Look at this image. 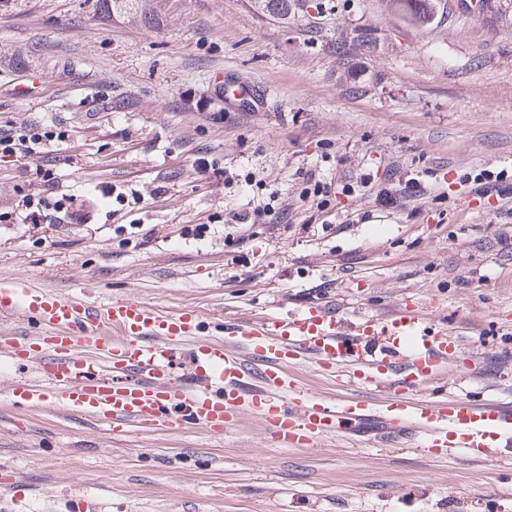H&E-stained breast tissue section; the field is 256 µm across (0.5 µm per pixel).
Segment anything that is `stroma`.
Segmentation results:
<instances>
[{
	"instance_id": "stroma-1",
	"label": "stroma",
	"mask_w": 512,
	"mask_h": 512,
	"mask_svg": "<svg viewBox=\"0 0 512 512\" xmlns=\"http://www.w3.org/2000/svg\"><path fill=\"white\" fill-rule=\"evenodd\" d=\"M441 2L419 26L391 0H292L284 17L260 0H154L148 29L96 0H0V125L67 131L41 154L0 155V277L198 311L186 353L277 308L419 310L458 333L448 400L511 404L512 0ZM49 162L56 194L99 195L88 222L26 221ZM500 171L498 190L476 192ZM292 371L313 398L372 417L307 448L280 447L251 410L221 434L116 437L13 404L30 372L0 355V464L28 488L0 512H71L74 490L101 512H512V454L383 445L393 392L312 355Z\"/></svg>"
}]
</instances>
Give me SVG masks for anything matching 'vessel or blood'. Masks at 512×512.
<instances>
[{"mask_svg":"<svg viewBox=\"0 0 512 512\" xmlns=\"http://www.w3.org/2000/svg\"><path fill=\"white\" fill-rule=\"evenodd\" d=\"M0 316L24 318L38 329L33 337L0 336V350L38 374V383L14 386L11 395L20 405L81 414L115 433L145 426L180 432L229 428L242 399L289 446L340 434L370 414L359 403L300 397L288 367L307 352L349 381L399 392L436 390L456 349L447 330L415 311L359 323L324 308L276 312L255 324L226 323L222 339L198 348L192 360L200 384L190 390L175 373L168 345L199 334L196 311L168 312L135 298L83 303L17 275L0 278ZM235 336L245 338L250 360L228 348L227 338ZM246 379L254 381L253 389H241ZM382 420L443 458L462 453L485 459L512 446V407L496 402H400Z\"/></svg>","mask_w":512,"mask_h":512,"instance_id":"obj_1","label":"vessel or blood"}]
</instances>
